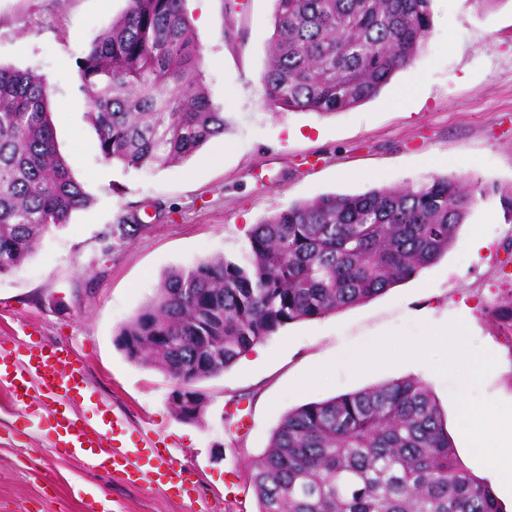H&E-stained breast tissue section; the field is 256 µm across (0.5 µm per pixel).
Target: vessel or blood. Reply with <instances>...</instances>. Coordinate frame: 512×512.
I'll return each mask as SVG.
<instances>
[{
	"mask_svg": "<svg viewBox=\"0 0 512 512\" xmlns=\"http://www.w3.org/2000/svg\"><path fill=\"white\" fill-rule=\"evenodd\" d=\"M0 385L11 389L31 424H38L40 412L35 402L41 398L60 402L51 425L54 448L82 459L94 470L121 467L134 483L162 489L168 496L191 494L189 473L176 455L162 450L154 430L140 432L138 440H125L121 416L108 406L95 403L91 416L76 417L70 404L90 400L91 394L80 364L62 350L28 348L18 352L0 342Z\"/></svg>",
	"mask_w": 512,
	"mask_h": 512,
	"instance_id": "1",
	"label": "vessel or blood"
}]
</instances>
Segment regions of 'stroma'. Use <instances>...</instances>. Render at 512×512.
<instances>
[{"mask_svg": "<svg viewBox=\"0 0 512 512\" xmlns=\"http://www.w3.org/2000/svg\"><path fill=\"white\" fill-rule=\"evenodd\" d=\"M126 0H0V64L42 74L54 135L91 202L48 233L20 268L0 276V337L16 347L67 350L94 399L126 418L136 438L151 427L191 471L193 503L132 485L118 471L83 468L32 431L0 386V512H85L79 490L97 487L112 512H257L251 482L281 417L305 403L405 377L435 396L461 465L487 479L506 512L512 480L496 474L482 431L512 441V338L499 311L512 297V0H432V32L413 64L379 95L319 116L279 112L262 86L274 0H186L204 52L203 81L227 121L223 135L184 161L127 169L105 161L80 90L77 60ZM321 154L309 166V153ZM485 190L440 261L415 278L322 318L289 324L220 376L199 383L207 409L185 422L171 412L161 371L116 348L118 328L150 299L166 271L235 258L255 224L325 194H361L434 176ZM143 226L106 248L124 216ZM485 242L470 246L473 234ZM460 327L488 363L463 386L448 370L437 328ZM401 343L395 363L358 371L343 355ZM327 380L303 382L311 366Z\"/></svg>", "mask_w": 512, "mask_h": 512, "instance_id": "35a3bbf8", "label": "stroma"}]
</instances>
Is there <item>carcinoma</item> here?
I'll list each match as a JSON object with an SVG mask.
<instances>
[{"label":"carcinoma","mask_w":512,"mask_h":512,"mask_svg":"<svg viewBox=\"0 0 512 512\" xmlns=\"http://www.w3.org/2000/svg\"><path fill=\"white\" fill-rule=\"evenodd\" d=\"M430 2L275 0L266 99L320 116L373 99L428 39ZM203 63L185 0H127L77 61L103 159L164 167L224 134ZM483 193L437 176L292 203L254 226L240 258L165 272L116 346L200 401L196 384L288 324L370 300L440 260ZM89 202L56 147L46 80L0 65V276ZM251 481L258 512H503L413 378L288 411Z\"/></svg>","instance_id":"carcinoma-1"}]
</instances>
